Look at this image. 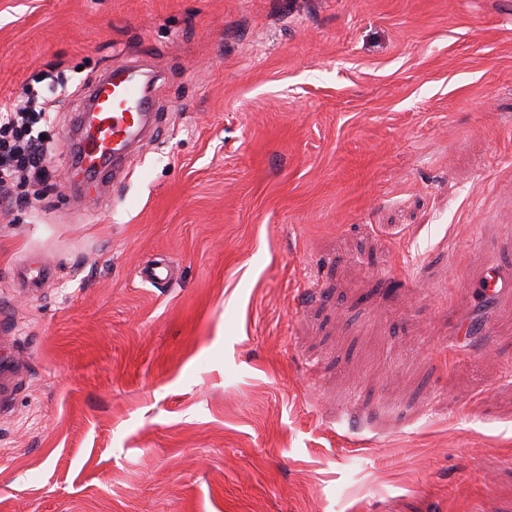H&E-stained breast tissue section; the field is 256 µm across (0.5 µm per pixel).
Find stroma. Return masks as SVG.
I'll return each mask as SVG.
<instances>
[{"mask_svg": "<svg viewBox=\"0 0 512 512\" xmlns=\"http://www.w3.org/2000/svg\"><path fill=\"white\" fill-rule=\"evenodd\" d=\"M133 61L161 121L74 193ZM26 88L57 148L0 205V512H512V0H0ZM143 282L153 286L167 283L171 280V267L161 260H148L139 271Z\"/></svg>", "mask_w": 512, "mask_h": 512, "instance_id": "stroma-1", "label": "stroma"}]
</instances>
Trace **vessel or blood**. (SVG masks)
Returning <instances> with one entry per match:
<instances>
[{
  "mask_svg": "<svg viewBox=\"0 0 512 512\" xmlns=\"http://www.w3.org/2000/svg\"><path fill=\"white\" fill-rule=\"evenodd\" d=\"M146 75L143 66L106 71L91 85L89 101L93 120L77 141L74 172L89 186L112 175L114 161L125 156L134 142L146 132L152 104L141 89ZM143 282L167 283L172 277L170 266L160 260L147 261L139 271Z\"/></svg>",
  "mask_w": 512,
  "mask_h": 512,
  "instance_id": "obj_1",
  "label": "vessel or blood"
}]
</instances>
